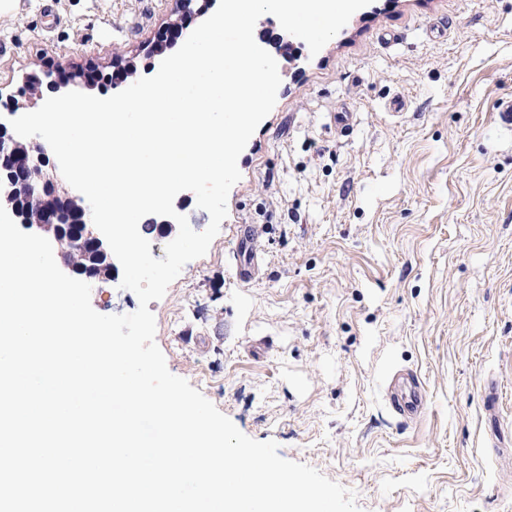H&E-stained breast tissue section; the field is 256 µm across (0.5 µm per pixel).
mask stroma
<instances>
[{
  "mask_svg": "<svg viewBox=\"0 0 512 512\" xmlns=\"http://www.w3.org/2000/svg\"><path fill=\"white\" fill-rule=\"evenodd\" d=\"M218 5L10 0L0 106L112 96ZM292 44L218 235L148 304L155 342L360 512H512V0H371L318 54ZM121 279L92 282L97 312L137 310ZM402 370L427 402L411 420L386 400Z\"/></svg>",
  "mask_w": 512,
  "mask_h": 512,
  "instance_id": "35a3bbf8",
  "label": "stroma"
}]
</instances>
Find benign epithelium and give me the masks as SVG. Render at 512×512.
Masks as SVG:
<instances>
[{
	"label": "benign epithelium",
	"instance_id": "1",
	"mask_svg": "<svg viewBox=\"0 0 512 512\" xmlns=\"http://www.w3.org/2000/svg\"><path fill=\"white\" fill-rule=\"evenodd\" d=\"M0 205L17 224L47 238L70 273L105 281L112 251L92 221L91 208L69 192L43 141L18 136L0 114Z\"/></svg>",
	"mask_w": 512,
	"mask_h": 512
}]
</instances>
